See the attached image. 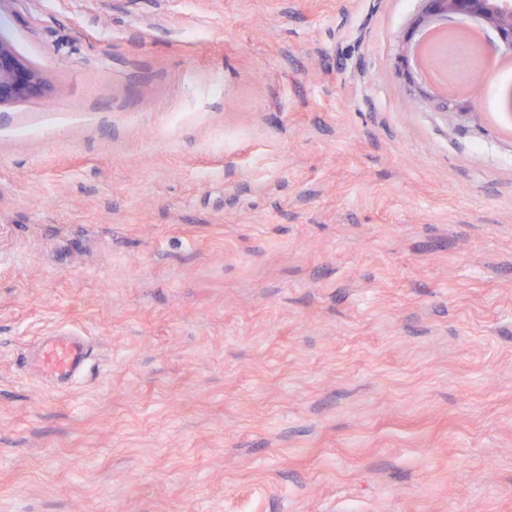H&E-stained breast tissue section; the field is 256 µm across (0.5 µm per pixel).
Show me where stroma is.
Listing matches in <instances>:
<instances>
[{"instance_id": "1", "label": "stroma", "mask_w": 512, "mask_h": 512, "mask_svg": "<svg viewBox=\"0 0 512 512\" xmlns=\"http://www.w3.org/2000/svg\"><path fill=\"white\" fill-rule=\"evenodd\" d=\"M418 5L0 0V512H512V134ZM447 21H440L436 26L428 28L415 46L412 63L423 79L442 92L474 93L466 104L456 103L449 96L432 97L438 105L448 109L459 108L460 114L476 112V102L482 93L481 75L475 71L471 78L462 77L442 57L443 51L449 47H468L478 55H482V77L485 82H493L512 70V56L488 55L484 50L485 31L476 24H456L448 27ZM41 89L39 72L23 64L13 48L0 40V106L33 96ZM94 357V346L86 336L58 329L41 336L23 358V369L30 377L54 388L68 389L87 372Z\"/></svg>"}]
</instances>
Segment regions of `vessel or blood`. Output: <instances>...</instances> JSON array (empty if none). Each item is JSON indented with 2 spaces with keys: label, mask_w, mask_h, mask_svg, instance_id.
Returning <instances> with one entry per match:
<instances>
[{
  "label": "vessel or blood",
  "mask_w": 512,
  "mask_h": 512,
  "mask_svg": "<svg viewBox=\"0 0 512 512\" xmlns=\"http://www.w3.org/2000/svg\"><path fill=\"white\" fill-rule=\"evenodd\" d=\"M93 357L94 346L87 337L60 329L40 337L24 356L22 365L28 376L51 387L67 389L86 374Z\"/></svg>",
  "instance_id": "obj_1"
}]
</instances>
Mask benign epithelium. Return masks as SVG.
<instances>
[{
    "instance_id": "7a95c632",
    "label": "benign epithelium",
    "mask_w": 512,
    "mask_h": 512,
    "mask_svg": "<svg viewBox=\"0 0 512 512\" xmlns=\"http://www.w3.org/2000/svg\"><path fill=\"white\" fill-rule=\"evenodd\" d=\"M436 17L479 23L497 34L501 47L512 50V0H421L420 11L402 41V63H408L413 34ZM472 82L474 93L468 103L461 105L447 96L438 98L437 103L445 109L457 108L462 114L476 111L482 93L479 72L473 73ZM41 89L39 72L23 64L13 48L0 40V105L28 98Z\"/></svg>"
}]
</instances>
